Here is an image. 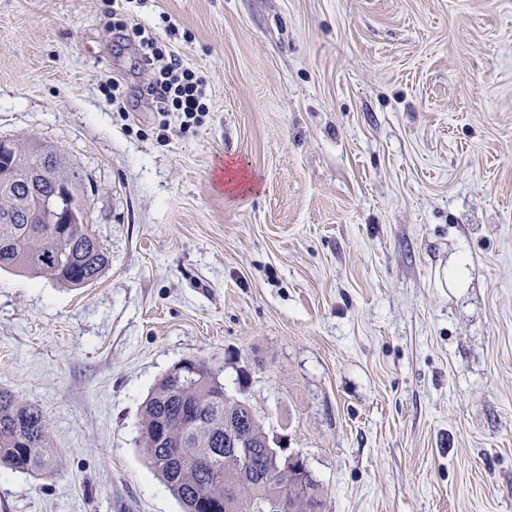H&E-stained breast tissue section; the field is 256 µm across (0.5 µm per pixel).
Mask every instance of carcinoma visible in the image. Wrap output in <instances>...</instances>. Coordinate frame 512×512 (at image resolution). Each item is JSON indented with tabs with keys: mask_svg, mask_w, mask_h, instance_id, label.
<instances>
[{
	"mask_svg": "<svg viewBox=\"0 0 512 512\" xmlns=\"http://www.w3.org/2000/svg\"><path fill=\"white\" fill-rule=\"evenodd\" d=\"M48 165L55 177L43 181L50 193L64 181L69 194L88 196L84 179L72 164L48 145H33L19 158L20 168ZM109 264V256L87 224L39 222L24 178L0 194V270L31 273L68 288L93 283ZM205 361L187 384L168 372L151 391L143 408L141 435L151 468L180 502L183 512H269L270 501L303 499L299 512H323L324 490L311 472L277 474L268 447L269 433L249 403L222 394ZM247 438L251 453L248 486L236 496L230 488L240 479L238 460L224 444L229 434ZM56 450L42 410L0 390V468L48 471Z\"/></svg>",
	"mask_w": 512,
	"mask_h": 512,
	"instance_id": "carcinoma-1",
	"label": "carcinoma"
}]
</instances>
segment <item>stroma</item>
<instances>
[{"label":"stroma","mask_w":512,"mask_h":512,"mask_svg":"<svg viewBox=\"0 0 512 512\" xmlns=\"http://www.w3.org/2000/svg\"><path fill=\"white\" fill-rule=\"evenodd\" d=\"M207 82L202 125L112 0H0V140L82 174L109 256L67 288L0 271V389L38 405L53 476L0 512H182L142 403L208 362L300 451L324 512H512V0H129ZM254 178L226 197L218 160ZM468 288L438 287L457 253ZM133 34L140 38L141 65L155 72V79L138 88L136 97L149 101L155 112L167 116L173 112L181 127L190 129L199 125L209 112L205 102L206 81L185 67L166 43L146 34L145 28L136 25Z\"/></svg>","instance_id":"1"}]
</instances>
